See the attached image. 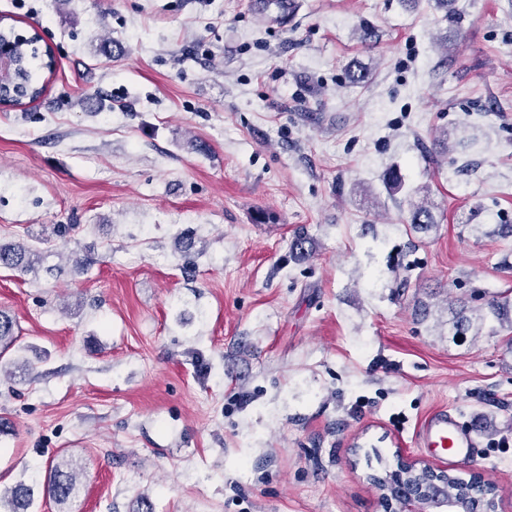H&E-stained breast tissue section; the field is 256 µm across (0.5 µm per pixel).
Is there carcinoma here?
<instances>
[{
    "instance_id": "carcinoma-1",
    "label": "carcinoma",
    "mask_w": 512,
    "mask_h": 512,
    "mask_svg": "<svg viewBox=\"0 0 512 512\" xmlns=\"http://www.w3.org/2000/svg\"><path fill=\"white\" fill-rule=\"evenodd\" d=\"M41 38L34 32L25 37L15 32V26L7 22L0 23V48H7L16 62L13 79L0 87V100L15 106L34 103L41 99L46 92L47 82H38L33 78L31 62L39 58L38 43ZM410 221L418 230H428L434 225L430 208L423 202L412 205ZM39 255L20 244H0V266L20 273L30 271ZM508 296L494 297L487 301L486 308L478 309V320L486 322L492 318L499 327L512 333V317L506 314ZM452 328L454 335L467 332L477 336L480 328L475 320L466 315V307L455 312ZM16 341V321L8 314L0 313V357L14 346ZM39 474H34L31 481L20 480L13 486L0 489V512H28L32 504L33 486L38 481ZM447 486V497L455 498L463 493L478 494L482 491L496 493V487L473 475L465 480L453 475L443 476ZM48 497L56 504L65 506L74 501L80 494V483L75 473L72 457L67 453L57 454L48 465V477L45 483Z\"/></svg>"
}]
</instances>
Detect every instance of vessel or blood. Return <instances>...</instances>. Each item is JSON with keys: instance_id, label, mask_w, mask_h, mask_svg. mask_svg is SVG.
I'll return each instance as SVG.
<instances>
[{"instance_id": "vessel-or-blood-1", "label": "vessel or blood", "mask_w": 512, "mask_h": 512, "mask_svg": "<svg viewBox=\"0 0 512 512\" xmlns=\"http://www.w3.org/2000/svg\"><path fill=\"white\" fill-rule=\"evenodd\" d=\"M476 430L477 427L473 424L466 428L461 427L447 410L440 409L421 423L419 445L429 450L431 455L451 464H467L472 460Z\"/></svg>"}]
</instances>
